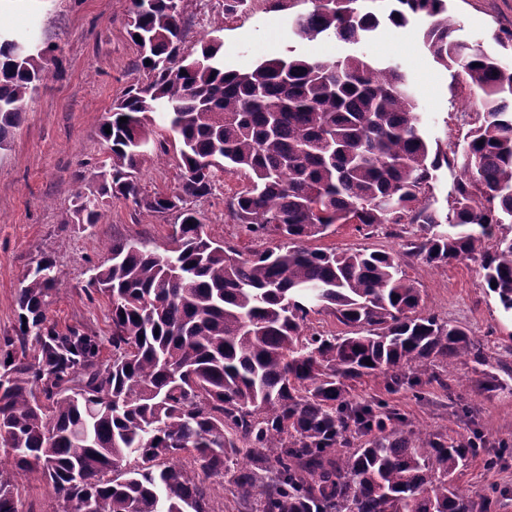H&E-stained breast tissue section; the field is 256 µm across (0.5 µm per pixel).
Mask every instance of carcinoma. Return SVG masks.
I'll use <instances>...</instances> for the list:
<instances>
[{
	"mask_svg": "<svg viewBox=\"0 0 512 512\" xmlns=\"http://www.w3.org/2000/svg\"><path fill=\"white\" fill-rule=\"evenodd\" d=\"M364 2L311 0L295 34L359 46L384 24L426 20L434 61L456 69L479 102L462 147L432 146L398 65L290 56L226 71L219 41L183 54L178 0H132L146 81L99 126L108 168L95 193H73L72 217L97 224L122 198L140 214L175 215L172 247L112 241L88 282L108 302L107 338L48 317L58 281L50 258L25 277L15 334L0 337V450L13 464L0 467V512H21L16 476L30 472L51 488L49 512H216L226 491L238 512L504 506L507 491L458 481L478 457L491 469L512 448L489 451L476 429L429 432L351 389L367 377L425 406L435 383L451 415L470 419L469 393L512 387V365L490 367L466 328L423 311L403 269L412 259L435 269L472 260L479 286L512 314V70L456 38L446 0ZM13 38L0 28V149L51 75L46 53L17 55ZM152 113L178 136L182 160L175 190L153 195L137 177L167 152ZM444 165L459 171L447 212L427 198ZM219 172L247 180L226 199L227 217L273 246L245 256L205 232L188 201L211 194ZM334 224H415L417 234L401 253L308 246ZM323 312L348 331L313 328ZM462 358L472 376L452 386L437 368Z\"/></svg>",
	"mask_w": 512,
	"mask_h": 512,
	"instance_id": "1",
	"label": "carcinoma"
}]
</instances>
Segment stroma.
Returning a JSON list of instances; mask_svg holds the SVG:
<instances>
[{"instance_id": "obj_1", "label": "stroma", "mask_w": 512, "mask_h": 512, "mask_svg": "<svg viewBox=\"0 0 512 512\" xmlns=\"http://www.w3.org/2000/svg\"><path fill=\"white\" fill-rule=\"evenodd\" d=\"M447 6L449 17L458 23L459 40L483 45L512 70V48L492 39L496 33H512V0H447ZM180 8L186 21L184 53L217 37L224 44L225 69L245 70L291 50L324 58L361 50L376 64L402 65L431 141L456 146L477 124V113L464 110L466 84L455 70L434 62L423 44L420 23L380 28L359 49L335 38L309 42L296 37L293 19L311 10L310 0H297L291 9L274 7L272 0H250L231 16L224 13V0H180ZM131 9V0H0V25L48 49L56 71L31 94L8 148L0 150V336L13 335L17 293L42 255H49L59 272L50 318L106 336L111 330L109 308L100 296L89 295L87 285L94 267L107 259L108 246L116 238H143L159 251L170 245L174 215L143 217L128 201L112 200L99 224L71 219L72 191L92 188L109 154L99 125L139 76L133 66L137 50L128 35ZM167 149L139 174L146 192H168L177 184V140H169ZM245 184L241 175L221 174L213 194L193 200L192 206L204 216L211 237L248 253L263 249V242L240 235L224 217L225 199ZM404 244L389 227L365 235L351 224L332 226L318 242L322 248L393 252L402 251ZM405 272L421 288L426 310L465 326L484 343L489 364L512 357L505 350L512 342V316L480 288L477 263L464 260L437 271L416 260ZM351 394L357 399L387 395L414 424L436 432L459 438L474 427L485 435L488 448L512 444V392L506 390L470 395L469 422L450 415L439 390L435 405L424 408L408 390L388 395L367 378L354 384Z\"/></svg>"}]
</instances>
